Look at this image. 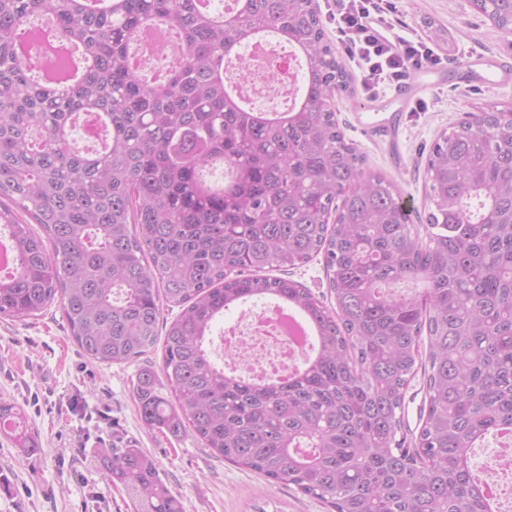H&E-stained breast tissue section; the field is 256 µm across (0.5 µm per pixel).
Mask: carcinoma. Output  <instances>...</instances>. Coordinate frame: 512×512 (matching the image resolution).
<instances>
[{
    "mask_svg": "<svg viewBox=\"0 0 512 512\" xmlns=\"http://www.w3.org/2000/svg\"><path fill=\"white\" fill-rule=\"evenodd\" d=\"M211 2L0 0V226L16 268L0 273V318L56 305L106 365L164 336L161 372L144 367L133 384L142 422L330 512H495L470 463L487 436L512 438V123L477 112L434 142L422 237L395 185L363 176L338 124L330 100L352 76L314 0H245L230 18ZM478 10L512 26V0ZM42 17L76 55L37 68L18 39ZM158 22L182 54L153 85L129 56ZM262 33L302 61L301 94L281 112L232 89L239 47ZM82 114L106 132L101 149L76 147ZM319 254L330 306L267 274ZM405 282L422 288H395ZM254 298L312 327L313 355L286 381L212 360L214 323ZM166 305L180 308L170 321ZM424 358L426 410L409 446L400 412ZM0 434L21 458L41 451L2 400ZM103 463L134 512H182L142 449L106 448Z\"/></svg>",
    "mask_w": 512,
    "mask_h": 512,
    "instance_id": "1",
    "label": "carcinoma"
}]
</instances>
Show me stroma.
Here are the masks:
<instances>
[{
	"label": "stroma",
	"mask_w": 512,
	"mask_h": 512,
	"mask_svg": "<svg viewBox=\"0 0 512 512\" xmlns=\"http://www.w3.org/2000/svg\"><path fill=\"white\" fill-rule=\"evenodd\" d=\"M392 2L393 37H425L429 20L447 30V47L435 49L442 63L458 65L492 52L512 61V41L501 38L470 0ZM369 99L357 84L334 95L339 125L364 153L365 172L393 182L419 218L432 209L424 190L431 145L467 113L512 110V83L469 87L447 75L427 86L418 108L399 115V162L385 141L363 131L364 124L383 118L368 110ZM161 363L158 348L129 364L88 359L54 307L34 319H0V399L24 410L42 448L22 459L12 441L0 435V512H133L100 456L101 449L129 444L157 461L183 512H329L294 487L271 485L252 470L214 457L193 437L142 426L132 385L140 368Z\"/></svg>",
	"instance_id": "obj_1"
}]
</instances>
